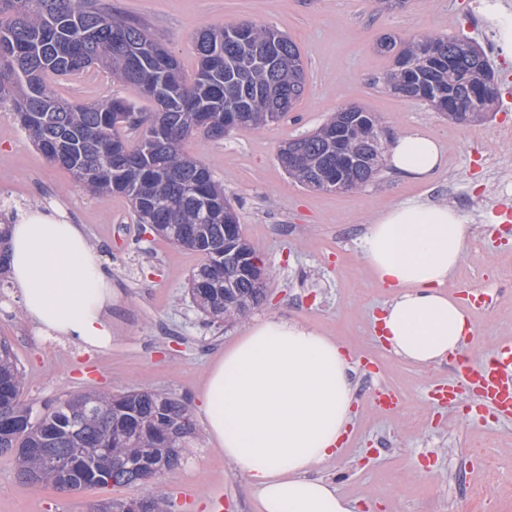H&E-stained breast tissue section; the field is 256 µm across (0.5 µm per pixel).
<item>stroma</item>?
<instances>
[{
    "mask_svg": "<svg viewBox=\"0 0 512 512\" xmlns=\"http://www.w3.org/2000/svg\"><path fill=\"white\" fill-rule=\"evenodd\" d=\"M113 13L143 22L193 76L194 33L227 22H251L287 35L300 49L305 90L292 112L261 129H239L224 140L189 139L223 186L244 237L273 272L263 304L230 326L208 325L193 304L189 280L200 254L141 232L127 199L76 187L0 112V208L23 212L53 204L83 225L112 279V344L96 349L39 334L20 297L0 286V338L12 347L24 375L23 400L35 412L69 395L158 390L185 400L197 422L205 416L196 391L211 358L266 317L296 320L335 339L357 367L353 415L345 434L355 442L313 470L351 500L354 512H478L476 494L490 491L497 512H512V419L467 402L450 410L433 403L430 387L444 378L441 364L403 360L368 327L391 295L378 288L364 258L373 218L392 206L422 200L447 203L471 233L452 276L496 298L474 313V357L512 338V50L498 40L512 27V0H406L381 9L376 0H106ZM459 36L478 45L497 76L500 101L480 122L458 123L426 102L399 97L383 81L392 58L377 49L387 35ZM59 96L92 102L119 94L142 111L154 105L136 86L92 67L57 80ZM356 105L378 113L400 135L436 137L442 168L415 180L382 170L347 192L308 188L277 160L286 140L314 132L338 109ZM396 391L395 415L372 411L373 380ZM168 497L172 512H260L246 479L232 470L207 435L182 451L178 468L149 482L90 487L78 494L33 488L16 475L12 456L0 455V512H91L93 504Z\"/></svg>",
    "mask_w": 512,
    "mask_h": 512,
    "instance_id": "stroma-1",
    "label": "stroma"
}]
</instances>
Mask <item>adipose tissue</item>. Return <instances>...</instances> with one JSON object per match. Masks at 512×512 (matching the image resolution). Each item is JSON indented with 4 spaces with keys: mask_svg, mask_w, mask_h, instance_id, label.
Wrapping results in <instances>:
<instances>
[{
    "mask_svg": "<svg viewBox=\"0 0 512 512\" xmlns=\"http://www.w3.org/2000/svg\"><path fill=\"white\" fill-rule=\"evenodd\" d=\"M434 137L398 136L387 168L424 179L442 165ZM468 226L448 205L406 202L365 237L366 262L392 299L380 332L392 351L429 365L458 352L475 327L442 287L457 269ZM7 273L27 318L48 333L98 348L112 341L105 314L112 280L82 225L56 212L24 211L10 226ZM353 367L339 344L298 322H256L210 363L199 398L206 432L255 489L261 512H353L310 472L336 453L350 420Z\"/></svg>",
    "mask_w": 512,
    "mask_h": 512,
    "instance_id": "adipose-tissue-1",
    "label": "adipose tissue"
}]
</instances>
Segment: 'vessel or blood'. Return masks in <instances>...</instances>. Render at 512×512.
I'll list each match as a JSON object with an SVG mask.
<instances>
[{
    "instance_id": "vessel-or-blood-1",
    "label": "vessel or blood",
    "mask_w": 512,
    "mask_h": 512,
    "mask_svg": "<svg viewBox=\"0 0 512 512\" xmlns=\"http://www.w3.org/2000/svg\"><path fill=\"white\" fill-rule=\"evenodd\" d=\"M453 294L468 310L488 308L493 301L491 295L476 292L466 284L456 286ZM433 393L451 407L470 398L496 416L511 418L512 342H502L481 362L457 363L453 379L436 383Z\"/></svg>"
}]
</instances>
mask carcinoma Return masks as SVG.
<instances>
[{"instance_id": "obj_1", "label": "carcinoma", "mask_w": 512, "mask_h": 512, "mask_svg": "<svg viewBox=\"0 0 512 512\" xmlns=\"http://www.w3.org/2000/svg\"><path fill=\"white\" fill-rule=\"evenodd\" d=\"M244 39L233 36L239 26ZM204 28L193 37L198 69L190 83L175 55L138 22L116 15L103 0H0V106L8 107L33 144L76 183L126 197L140 224L196 251L204 262L190 292L212 323L232 324L259 305L270 278L254 279L258 251L238 236V262L224 265V227L238 224L224 188L183 142L200 135L222 140L230 131L277 122L305 87L299 48L273 28L250 22ZM385 85L429 103L459 123L479 121L496 100L494 72L482 50L459 38L420 34L396 48ZM98 66L134 84L163 115L143 112L123 97L75 105L54 90L61 77ZM344 136L336 137V130ZM384 129L372 112L351 106L315 132L288 140L298 160L278 149L277 160L299 183L323 190L359 189L382 166ZM208 207L200 208V199ZM9 224L0 215V275L6 273ZM23 376L11 345L0 340V454L16 459L19 477L40 487L79 491L127 486L146 473L178 465L180 448L198 434L188 404L167 393H79L42 414L21 401ZM26 448H82L59 468L52 455Z\"/></svg>"}]
</instances>
